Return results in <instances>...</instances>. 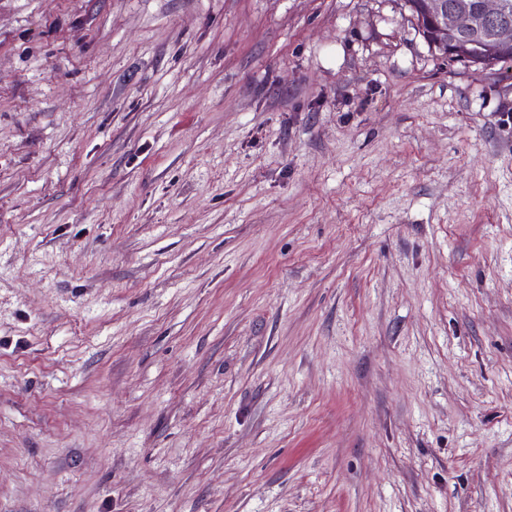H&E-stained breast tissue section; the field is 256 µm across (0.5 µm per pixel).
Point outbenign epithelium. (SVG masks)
Wrapping results in <instances>:
<instances>
[{"mask_svg": "<svg viewBox=\"0 0 512 512\" xmlns=\"http://www.w3.org/2000/svg\"><path fill=\"white\" fill-rule=\"evenodd\" d=\"M503 0H480L477 7H454L448 0H419L417 12L410 15L418 33L434 52L484 68L491 60L472 50L473 39L483 29L500 22Z\"/></svg>", "mask_w": 512, "mask_h": 512, "instance_id": "obj_1", "label": "benign epithelium"}]
</instances>
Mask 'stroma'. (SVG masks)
I'll return each instance as SVG.
<instances>
[{"label":"stroma","mask_w":512,"mask_h":512,"mask_svg":"<svg viewBox=\"0 0 512 512\" xmlns=\"http://www.w3.org/2000/svg\"><path fill=\"white\" fill-rule=\"evenodd\" d=\"M505 112L401 0H0V512H512Z\"/></svg>","instance_id":"35a3bbf8"}]
</instances>
